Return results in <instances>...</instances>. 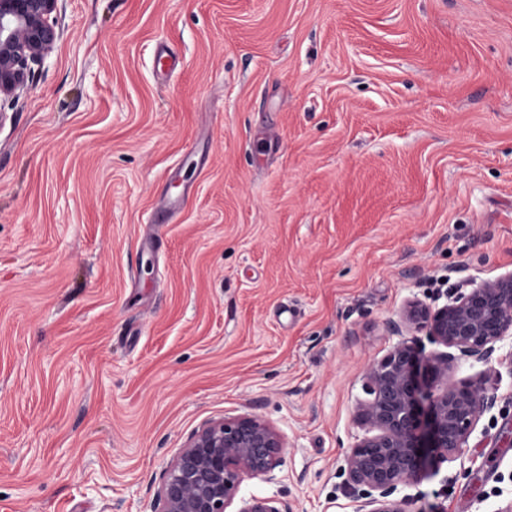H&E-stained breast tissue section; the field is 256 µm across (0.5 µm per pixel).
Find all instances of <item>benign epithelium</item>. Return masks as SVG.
I'll list each match as a JSON object with an SVG mask.
<instances>
[{
	"mask_svg": "<svg viewBox=\"0 0 512 512\" xmlns=\"http://www.w3.org/2000/svg\"><path fill=\"white\" fill-rule=\"evenodd\" d=\"M60 0H0V112L29 89L60 37ZM402 336L424 331L445 350L421 360L413 341L400 340L368 364L358 421L365 434L346 457L350 485L364 499L362 512H407L393 498L417 483L434 464L457 457L475 426L496 403L485 382L456 379L461 361L487 365L497 344L512 339V272L468 281L441 304L414 297L391 322ZM283 435L256 416L205 424L173 457L152 512H282L273 498H237L251 478L273 480L283 462Z\"/></svg>",
	"mask_w": 512,
	"mask_h": 512,
	"instance_id": "obj_1",
	"label": "benign epithelium"
}]
</instances>
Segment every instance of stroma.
I'll return each mask as SVG.
<instances>
[{"label": "stroma", "mask_w": 512, "mask_h": 512, "mask_svg": "<svg viewBox=\"0 0 512 512\" xmlns=\"http://www.w3.org/2000/svg\"><path fill=\"white\" fill-rule=\"evenodd\" d=\"M58 7L0 124V512H151L188 438L242 414L286 448L241 497L357 512L389 321L512 272V0ZM505 354L410 512L512 505Z\"/></svg>", "instance_id": "obj_1"}]
</instances>
